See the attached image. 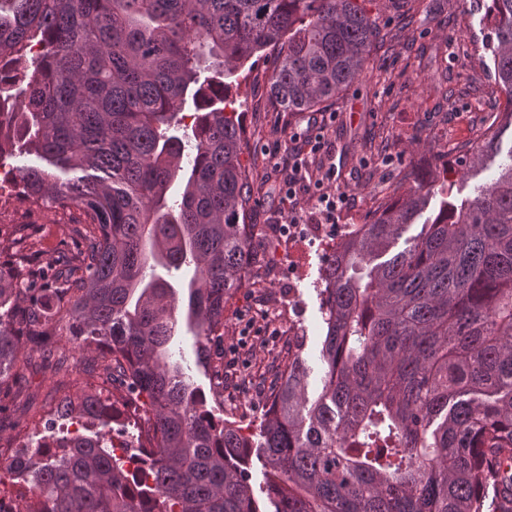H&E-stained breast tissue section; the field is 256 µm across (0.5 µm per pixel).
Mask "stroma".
Masks as SVG:
<instances>
[{
	"label": "stroma",
	"mask_w": 512,
	"mask_h": 512,
	"mask_svg": "<svg viewBox=\"0 0 512 512\" xmlns=\"http://www.w3.org/2000/svg\"><path fill=\"white\" fill-rule=\"evenodd\" d=\"M378 35L365 69L330 106L324 138L341 186L353 201L336 213L335 226L307 212L296 236L278 240L274 227L288 218L272 192L276 178L270 154L288 158L303 150L291 139L303 131L308 115L285 113L273 103L268 86L272 58H261L246 79L232 87L239 103L243 139L241 160L249 174L254 224V261L243 288L224 305L223 387L199 364L197 342L186 319H179L169 350L186 382L201 388L209 406H223L225 419L255 434L269 407L279 374L303 339L308 395L322 389L324 324L317 286L330 250L350 225L370 223L382 207L405 190L409 174L421 167L448 169V186L457 201L473 198L512 157V135L503 149L489 152L474 167L457 162L480 145L484 131L499 125L506 97L490 79L493 61L485 49L488 23L476 0H363ZM30 232H23V225ZM20 240V250L57 256L74 252L79 238L67 214L26 212L18 202L0 203V241ZM65 371L17 363L21 382L0 398V438L26 436L36 447L59 384L82 380L85 351L62 343Z\"/></svg>",
	"instance_id": "1"
}]
</instances>
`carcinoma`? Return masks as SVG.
I'll return each instance as SVG.
<instances>
[{
  "instance_id": "cac0c4a2",
  "label": "carcinoma",
  "mask_w": 512,
  "mask_h": 512,
  "mask_svg": "<svg viewBox=\"0 0 512 512\" xmlns=\"http://www.w3.org/2000/svg\"><path fill=\"white\" fill-rule=\"evenodd\" d=\"M487 17L512 127V0H490ZM376 35L358 0H0V158L36 153L47 167L12 175L24 200L86 226L63 269L37 254L0 265V393L25 348L44 357L65 335L96 353L84 389L57 390L54 413L75 429L32 450L0 442L17 512H263L254 456L271 512H512V151L460 205L448 169L413 174L333 249L321 394L310 401L296 351L257 445L213 415L168 352L178 298L153 269H192L187 320L205 361L252 263L226 79L275 49L281 111H321L361 76ZM188 103L190 146L177 135ZM436 195L409 248L379 261ZM125 421L139 429L135 454L109 439Z\"/></svg>"
}]
</instances>
